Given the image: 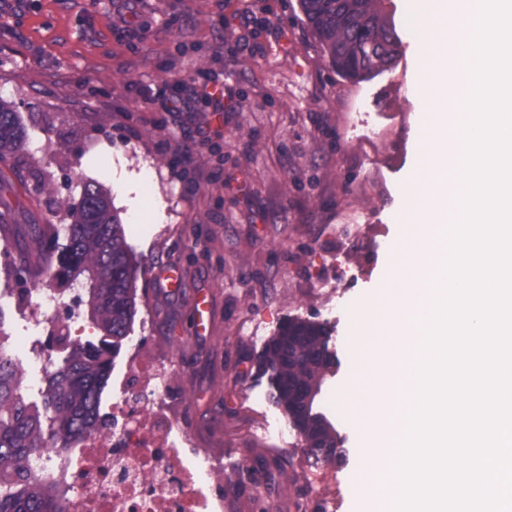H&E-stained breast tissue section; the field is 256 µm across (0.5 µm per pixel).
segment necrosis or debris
<instances>
[{
  "instance_id": "4bbe7bcc",
  "label": "necrosis or debris",
  "mask_w": 512,
  "mask_h": 512,
  "mask_svg": "<svg viewBox=\"0 0 512 512\" xmlns=\"http://www.w3.org/2000/svg\"><path fill=\"white\" fill-rule=\"evenodd\" d=\"M155 329L148 314L141 335L127 337L106 426L84 433L67 455L31 462L33 477L63 474L66 512H224V461L197 447L181 422L172 376L145 343Z\"/></svg>"
}]
</instances>
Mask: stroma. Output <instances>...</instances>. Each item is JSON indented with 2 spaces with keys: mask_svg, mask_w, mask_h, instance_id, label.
Wrapping results in <instances>:
<instances>
[{
  "mask_svg": "<svg viewBox=\"0 0 512 512\" xmlns=\"http://www.w3.org/2000/svg\"><path fill=\"white\" fill-rule=\"evenodd\" d=\"M419 55L404 39L395 67L345 80L298 0H0V98L26 140L0 163V327L12 358L43 333L16 301L21 259L57 257L29 251L30 225L69 223L65 201L101 185L141 265L129 331L153 306L148 344L170 363L185 426L225 470L274 474L262 499L232 497L231 512H355L350 429L339 426L344 451L307 495L303 437L277 447L257 430L286 415L255 360L286 320L327 324L339 366L321 405L335 417L332 395L352 370L348 307L383 277L419 145ZM209 79L223 111H164L173 89L190 95ZM340 224L363 231L346 245ZM151 264L182 267L188 289L212 296L209 332L184 333L186 297L154 300ZM321 280L340 294L334 312Z\"/></svg>",
  "mask_w": 512,
  "mask_h": 512,
  "instance_id": "stroma-1",
  "label": "stroma"
}]
</instances>
